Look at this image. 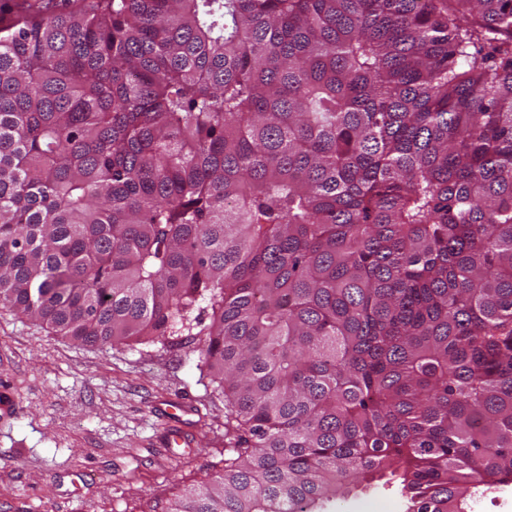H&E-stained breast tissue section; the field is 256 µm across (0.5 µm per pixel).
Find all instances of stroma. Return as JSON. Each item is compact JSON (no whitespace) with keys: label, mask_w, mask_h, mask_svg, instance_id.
Masks as SVG:
<instances>
[{"label":"stroma","mask_w":512,"mask_h":512,"mask_svg":"<svg viewBox=\"0 0 512 512\" xmlns=\"http://www.w3.org/2000/svg\"><path fill=\"white\" fill-rule=\"evenodd\" d=\"M193 337L100 348L0 305V380L17 403L0 426V512H163L224 470V397ZM190 406L187 444L169 447L160 404ZM327 512H402L395 488Z\"/></svg>","instance_id":"stroma-1"}]
</instances>
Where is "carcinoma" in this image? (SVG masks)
<instances>
[{"instance_id": "carcinoma-1", "label": "carcinoma", "mask_w": 512, "mask_h": 512, "mask_svg": "<svg viewBox=\"0 0 512 512\" xmlns=\"http://www.w3.org/2000/svg\"><path fill=\"white\" fill-rule=\"evenodd\" d=\"M0 304L198 337L164 512L512 486V0H0Z\"/></svg>"}]
</instances>
